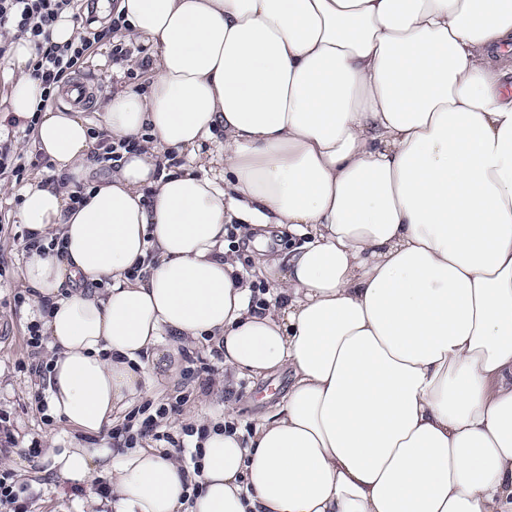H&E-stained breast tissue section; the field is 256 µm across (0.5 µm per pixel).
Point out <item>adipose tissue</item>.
I'll list each match as a JSON object with an SVG mask.
<instances>
[{
  "instance_id": "1",
  "label": "adipose tissue",
  "mask_w": 512,
  "mask_h": 512,
  "mask_svg": "<svg viewBox=\"0 0 512 512\" xmlns=\"http://www.w3.org/2000/svg\"><path fill=\"white\" fill-rule=\"evenodd\" d=\"M154 48L145 90L98 107L123 151L91 180L78 107L44 106L12 40L7 117L53 164L19 195L22 269L52 352L47 412L97 448L58 475H107L103 512H512V94L495 59L512 0H118ZM224 132L215 165L168 168ZM302 244L256 263L231 224ZM224 385L289 369L252 436L210 423L199 468L115 448V410L189 340ZM244 226L243 228H246L247 233L246 234H239L238 231H234V237H227L226 240L230 243H233L236 241L237 244H231V248L234 249L239 256V259L241 261L243 270L248 274H253L252 270L254 268V249L253 246L250 245V242L254 239V237L257 234L265 233L267 230L265 229H257L256 232H249L251 229L250 224H236Z\"/></svg>"
}]
</instances>
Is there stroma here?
<instances>
[{
  "label": "stroma",
  "instance_id": "obj_1",
  "mask_svg": "<svg viewBox=\"0 0 512 512\" xmlns=\"http://www.w3.org/2000/svg\"><path fill=\"white\" fill-rule=\"evenodd\" d=\"M119 42L114 33L94 43L76 79H98L111 92L128 86L145 88L150 70L143 67L141 54H133L122 69H113L112 47ZM18 189L14 179L0 177V264L6 268L5 276L0 277V411L9 414L16 436L14 448L0 451V472L12 473L15 480L39 490L32 512H80L83 492L77 491L75 482L58 480L47 453L53 443H67L73 431L60 422L45 421L35 402L36 394L45 389V380L25 367L31 354L26 345L27 309L14 303L15 295L23 290L19 269L25 252V228L17 218ZM192 352L213 364L215 384L206 392L193 391L188 402L169 418L172 429L188 423L202 426L223 418L228 401L234 406L233 421L240 426L269 411L288 391V374L280 371L265 379L242 375L231 390L220 392L216 381L224 376L223 360L214 358L211 347L204 344L193 346ZM34 440L42 448L36 457L28 453Z\"/></svg>",
  "mask_w": 512,
  "mask_h": 512
}]
</instances>
